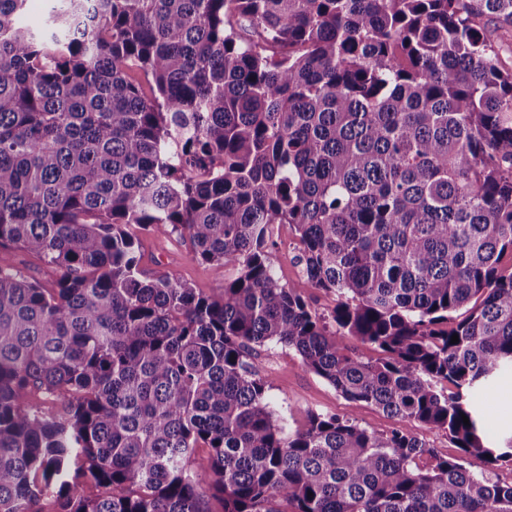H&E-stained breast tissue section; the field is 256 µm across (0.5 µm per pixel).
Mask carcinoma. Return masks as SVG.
<instances>
[{"label": "carcinoma", "mask_w": 512, "mask_h": 512, "mask_svg": "<svg viewBox=\"0 0 512 512\" xmlns=\"http://www.w3.org/2000/svg\"><path fill=\"white\" fill-rule=\"evenodd\" d=\"M25 2L0 0V249L62 273L0 266V512H512L464 463L512 461L471 400L512 372V0H50L37 30ZM134 227L236 274L151 273ZM268 343L398 426L290 430ZM408 422L463 456L423 466ZM275 248L271 253V263L281 284L296 282L301 276L300 267L293 261L296 246L294 230L288 224H277L274 229ZM0 265L17 269L25 276L44 283L54 281L60 274L55 267L47 265L31 254L14 249H0Z\"/></svg>", "instance_id": "cac0c4a2"}]
</instances>
